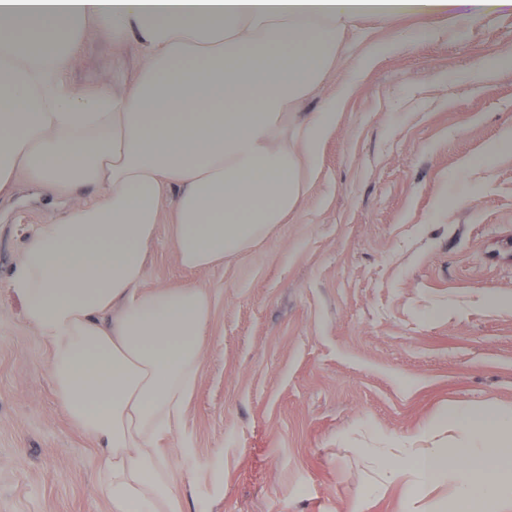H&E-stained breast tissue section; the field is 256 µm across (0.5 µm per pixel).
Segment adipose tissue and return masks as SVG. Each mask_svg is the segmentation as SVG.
Masks as SVG:
<instances>
[{"mask_svg":"<svg viewBox=\"0 0 512 512\" xmlns=\"http://www.w3.org/2000/svg\"><path fill=\"white\" fill-rule=\"evenodd\" d=\"M444 0H0V196L19 176L67 194L36 225L9 281L47 345L60 409L99 445L109 512H184L159 446L184 421L211 340L214 295L144 284L169 191L173 256L198 273L245 253L305 192L333 113L285 137L360 19ZM130 46L121 92L89 95L71 75L85 32ZM438 433L464 443L414 460L421 474L468 460L463 501L485 478L512 483V411L451 410Z\"/></svg>","mask_w":512,"mask_h":512,"instance_id":"ef3b65f1","label":"adipose tissue"}]
</instances>
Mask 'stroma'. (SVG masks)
<instances>
[{
  "label": "stroma",
  "instance_id": "stroma-1",
  "mask_svg": "<svg viewBox=\"0 0 512 512\" xmlns=\"http://www.w3.org/2000/svg\"><path fill=\"white\" fill-rule=\"evenodd\" d=\"M512 6L368 21L300 117L329 110L306 191L242 256L190 274L165 206L145 286L214 293V342L170 452L185 512H453L439 448L451 407L512 409ZM94 31L72 74H135ZM62 197L0 199V512H107L101 460L58 408L42 339L7 286Z\"/></svg>",
  "mask_w": 512,
  "mask_h": 512
}]
</instances>
